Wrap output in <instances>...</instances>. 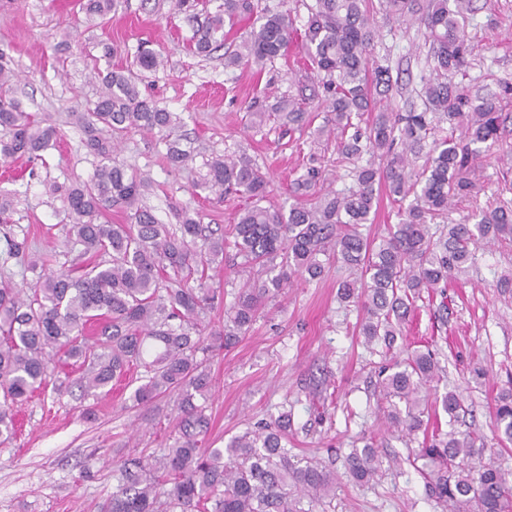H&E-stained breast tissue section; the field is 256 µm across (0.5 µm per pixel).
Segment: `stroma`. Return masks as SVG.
<instances>
[{"mask_svg": "<svg viewBox=\"0 0 512 512\" xmlns=\"http://www.w3.org/2000/svg\"><path fill=\"white\" fill-rule=\"evenodd\" d=\"M468 32L476 46L462 85L471 97H498L504 123L501 141L477 160L479 191L460 202L448 220L471 210L512 205V0H474ZM377 36L371 57L398 78L397 111H423L422 76L429 70V42L423 25L404 26L375 13ZM191 27L171 13L169 0H119L106 27L89 21L78 0H0V49L20 74L16 96L37 120L53 124L59 147L43 159H17L11 180V223H0V249L8 237L27 233L33 250L54 253L65 233L63 203L55 184L86 181L97 164L83 144L79 117L96 100L95 70L131 62L140 42L161 50L164 68L146 73L142 87L160 107L178 113L181 131L194 148L193 164L172 167L160 134L132 130L120 137L118 163L150 177L145 204L166 224L182 211L200 222L230 230L247 201L203 186L204 163L215 155L246 154L270 179L264 204L287 211L291 184L305 170L300 144L314 129L286 120H255L285 96L311 84L300 42L262 72L248 65L228 68L223 52L189 54ZM336 268L321 280L298 281L278 296L270 317L259 319L239 343L210 361L211 417L205 442L224 446L233 436L291 409L288 438L293 455L320 459L341 468L352 444L363 436L382 441L383 469L374 482H341L334 498L313 512H443L426 491L411 460L419 443L390 428L377 402L376 372L386 358L382 345H366L359 333L362 312L336 297ZM512 278V241L483 245L467 276L449 283L444 305L421 304L403 330L410 348L430 347L444 377L439 390L454 389L465 412L442 422L443 432L475 431L485 446L473 466H493L512 474V444L493 432L495 398L512 381V291L497 286ZM69 367L51 371V387L20 409L21 429L0 445V512H100L115 489L118 457L148 458L168 448L175 434L174 407L150 411L126 407L118 394L81 396ZM336 398L335 409L318 417L319 395Z\"/></svg>", "mask_w": 512, "mask_h": 512, "instance_id": "35a3bbf8", "label": "stroma"}]
</instances>
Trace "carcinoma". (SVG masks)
I'll return each mask as SVG.
<instances>
[{
	"instance_id": "1",
	"label": "carcinoma",
	"mask_w": 512,
	"mask_h": 512,
	"mask_svg": "<svg viewBox=\"0 0 512 512\" xmlns=\"http://www.w3.org/2000/svg\"><path fill=\"white\" fill-rule=\"evenodd\" d=\"M472 0H380L389 17L415 21L428 31L432 72L422 88L425 110L400 113L388 101L393 76L371 63L368 0H314L302 38L309 66L323 98L317 108L334 115L317 129L313 143L336 139L342 158L355 163L353 185L342 192L317 189L322 171L306 168L293 181L288 214L261 205L268 179L246 155L207 161L205 186L216 193L239 192L251 204L233 225V247L248 268L235 302L224 309V324L207 322L222 297L210 285L209 271L224 263V235L189 212L178 228L161 223L143 203L150 181L117 164L115 136L129 130L158 133L174 166L191 159L177 134L180 117L143 94V74L164 66L163 56L143 44L126 68L100 76L103 90L92 111L81 116L87 151L98 159L93 176L53 187L63 199L68 223L65 244L89 256L81 266L47 268L46 258L29 250L27 239L6 240L3 260L18 259L32 274L29 286L0 281V444L15 436V412L50 382V365L71 360L81 370L80 387L91 396L107 395L112 381L133 369L139 385L126 398L131 407L173 399L179 424L174 442L161 456L129 459L102 512H310L302 507L335 495L336 472L320 460L300 467L288 451L293 417L281 411L255 431L232 437L223 448L202 442L210 418L205 401L212 379L206 362L234 346L268 313L291 280L316 281L336 263L348 275L336 281L339 297L361 305L366 345L381 343L390 364L380 369L378 401L405 405L388 412L393 428L412 440L423 436V456L433 468L421 470L432 498L448 512H512V485L493 467H472L480 437L442 436L439 412L453 418L462 409L460 394L431 398L438 377L435 353L395 350L397 339L423 294L432 295L472 266L471 246L512 239V208L497 206L471 213L464 224H438L458 201L476 193L474 161L482 147L500 139L499 100H474L448 74L467 65L474 44L465 20ZM117 0H82L89 19H106ZM171 10L194 23L190 50L207 57L224 45L225 25L254 12L252 0H222L199 20L191 0H170ZM296 30L287 16L265 13L250 36L224 55L228 67L243 62L263 69L284 55ZM17 74L0 49V161L35 160L57 143L56 127L34 119L11 96ZM290 96L279 103L290 123L309 112ZM373 119L359 127L368 112ZM450 133L436 136L432 122ZM423 160L409 167L407 154ZM398 203L397 223L369 238L379 186ZM118 205L125 223L106 219ZM194 285H188V281ZM495 432L512 442V385L496 397ZM346 476L368 483L381 473L374 442L364 441L344 458Z\"/></svg>"
}]
</instances>
